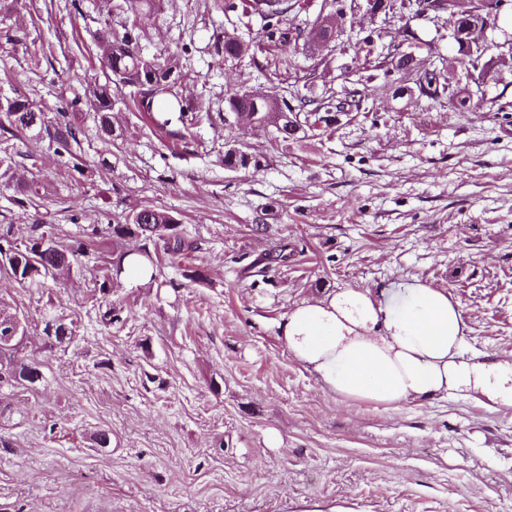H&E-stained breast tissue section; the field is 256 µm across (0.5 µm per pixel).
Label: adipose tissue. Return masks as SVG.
<instances>
[{"label":"adipose tissue","mask_w":512,"mask_h":512,"mask_svg":"<svg viewBox=\"0 0 512 512\" xmlns=\"http://www.w3.org/2000/svg\"><path fill=\"white\" fill-rule=\"evenodd\" d=\"M292 357L331 394L390 409L448 396L512 411V360L469 354L447 290L414 281L295 304L279 325Z\"/></svg>","instance_id":"obj_1"}]
</instances>
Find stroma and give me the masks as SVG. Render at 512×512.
<instances>
[{"label":"stroma","mask_w":512,"mask_h":512,"mask_svg":"<svg viewBox=\"0 0 512 512\" xmlns=\"http://www.w3.org/2000/svg\"><path fill=\"white\" fill-rule=\"evenodd\" d=\"M112 0H0V99L74 106L86 178L58 164L47 139L23 137L39 194L18 205L0 186V214L24 241L34 224L83 242L69 272L26 288L0 277V299L28 322L18 359L44 380L6 391L0 423V512H512V411L472 398L383 409L323 390L289 354L277 326L290 308L346 288L417 280L448 289L467 321V346L512 357V10L484 33L493 65L482 86L449 38L448 15L410 8L366 14L345 0L335 41L267 46L225 60V34L251 41L259 20L214 0H160L141 21L144 55H177L183 98L210 119L182 151L141 113L99 137L85 93L101 76L90 55ZM41 45L31 57L33 45ZM454 74L460 92L431 99L400 90L394 57ZM374 94L330 130L281 141L275 128L224 124L229 92L321 103ZM258 164L224 168L228 146ZM175 216L196 246L202 281L163 262L152 284L109 294L126 321L102 326L96 303L111 241L90 236L115 210ZM265 272L250 264L276 246ZM72 320L71 344L49 345L43 320ZM101 429L106 448L91 445Z\"/></svg>","instance_id":"stroma-1"}]
</instances>
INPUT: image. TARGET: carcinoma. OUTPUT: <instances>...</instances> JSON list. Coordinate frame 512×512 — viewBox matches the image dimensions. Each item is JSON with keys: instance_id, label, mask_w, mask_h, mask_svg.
<instances>
[{"instance_id": "obj_1", "label": "carcinoma", "mask_w": 512, "mask_h": 512, "mask_svg": "<svg viewBox=\"0 0 512 512\" xmlns=\"http://www.w3.org/2000/svg\"><path fill=\"white\" fill-rule=\"evenodd\" d=\"M257 16L263 21L262 35L256 45L264 41L287 43L300 34H291L281 29L280 24L288 12L301 7L300 0H219L218 8L234 11L237 8ZM116 9L129 14L121 22V29L106 27L95 37L96 57L105 67V82L95 83L89 88L86 103L92 107L98 118L100 138L105 143L112 142L114 136V114L133 109L144 113L157 127L184 146L191 144V128L202 121L200 109L191 102L169 94L157 105L144 102L143 96L152 85L167 89L173 87L172 79L182 76L178 58L167 54L146 58L139 52V42L143 33L141 16L157 10V0H122ZM243 50V42L236 36L224 37L221 51L224 59H235ZM422 93L435 98L440 93L454 95L450 80H440L435 74L417 76ZM118 85L128 90L126 95L112 94V86ZM373 91L357 88L345 93V105L359 112L365 100ZM225 108L235 115H251L258 128L275 127L279 137L286 141L294 137L300 125L289 118V114L306 112V126L310 129L319 124L330 126L326 103L307 108L301 102L294 109L288 103L278 104L254 91H234L225 98ZM81 133L73 113L59 112L45 103H36L25 96L7 98L0 102V140L8 143L18 140L26 134L39 136L44 134L54 152L61 158L62 166L71 175L80 177L88 169L86 161L77 152ZM19 151L6 146L0 149V182L12 186L16 193L15 202L25 204L37 194V187L26 180L15 178V169L20 165L16 157ZM258 161L249 153L230 147L224 151V167L231 170L247 169L257 166ZM178 220L170 213L143 208L139 214H118L107 225L105 234L112 239V245L118 248V254L112 261V275L120 277L125 259L132 254L146 257L150 266L154 259L165 254L171 259H188L195 251L194 243L175 229ZM48 235L42 225L34 224L26 244L20 246L13 240V224L0 219V275L21 287L31 286L42 278L68 268L76 254L82 252V244H62L55 240L51 245L41 248ZM99 319L104 326L124 321V309L116 307L102 297L98 306ZM43 334L53 344H63L73 339V327L64 319L51 316L44 320ZM27 335V324L15 312L0 301V390L16 385H33L43 380L38 363L18 362L14 353L20 344L16 336Z\"/></svg>"}]
</instances>
